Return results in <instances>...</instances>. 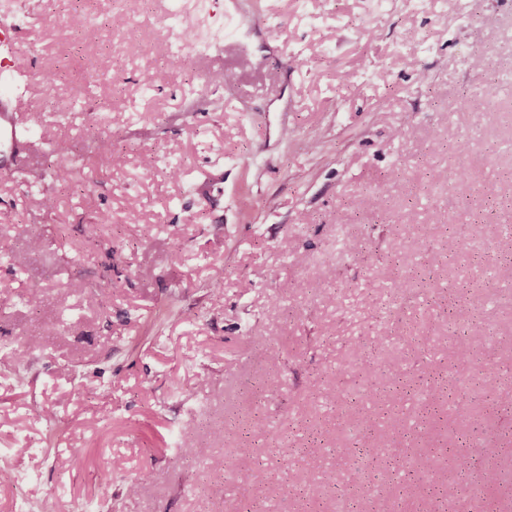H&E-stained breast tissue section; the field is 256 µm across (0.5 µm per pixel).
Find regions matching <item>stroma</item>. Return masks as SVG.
Returning a JSON list of instances; mask_svg holds the SVG:
<instances>
[{
	"label": "stroma",
	"mask_w": 512,
	"mask_h": 512,
	"mask_svg": "<svg viewBox=\"0 0 512 512\" xmlns=\"http://www.w3.org/2000/svg\"><path fill=\"white\" fill-rule=\"evenodd\" d=\"M224 2L0 0L23 31L0 71L23 54L34 74L0 95L43 176L0 174V512H336L358 472L417 512L391 455H437L444 482L491 444L496 496L436 512H512V0H260L231 52ZM479 85L493 111L469 107ZM46 129L83 151L81 187ZM452 310L498 340L474 364ZM382 324L392 369L356 412L389 456L359 470L338 453L345 389ZM24 336L42 346L22 361ZM488 361L501 388L449 404L448 374L477 390Z\"/></svg>",
	"instance_id": "35a3bbf8"
}]
</instances>
